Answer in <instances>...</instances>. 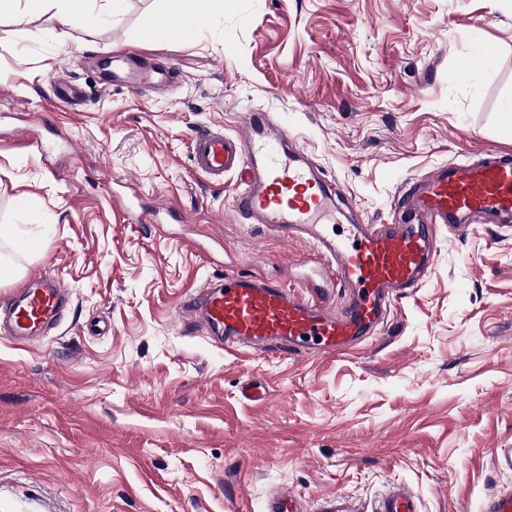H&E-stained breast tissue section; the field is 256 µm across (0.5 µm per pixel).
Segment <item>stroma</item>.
Returning a JSON list of instances; mask_svg holds the SVG:
<instances>
[{"label": "stroma", "instance_id": "35a3bbf8", "mask_svg": "<svg viewBox=\"0 0 512 512\" xmlns=\"http://www.w3.org/2000/svg\"><path fill=\"white\" fill-rule=\"evenodd\" d=\"M151 2L74 27L0 18V224L39 241L0 252L70 292L32 344L0 336V512H263L281 485L368 505L393 483L420 512H482L512 489V229H440L427 279L341 356L228 354L177 306L227 273L315 271L308 244L233 212L236 175L195 171L197 132L271 112L344 194L336 226L389 223L406 179L512 151V0H194L198 27L169 43L147 36ZM473 38L498 61L466 79ZM139 54L175 86L113 83ZM23 112L46 119L43 150ZM119 198L190 221L127 224ZM252 379L264 401L241 397Z\"/></svg>", "mask_w": 512, "mask_h": 512}]
</instances>
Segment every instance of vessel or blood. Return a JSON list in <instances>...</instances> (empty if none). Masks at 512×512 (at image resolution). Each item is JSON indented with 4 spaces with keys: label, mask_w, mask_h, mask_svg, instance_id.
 Masks as SVG:
<instances>
[{
    "label": "vessel or blood",
    "mask_w": 512,
    "mask_h": 512,
    "mask_svg": "<svg viewBox=\"0 0 512 512\" xmlns=\"http://www.w3.org/2000/svg\"><path fill=\"white\" fill-rule=\"evenodd\" d=\"M191 160L212 182L240 177L234 196L238 214L281 239L307 240L314 263L330 284L321 295L308 285L272 282L257 273H232L184 300L182 314L202 333L219 335L225 350L251 352L275 346L302 357H325L352 350L374 336L395 298L412 292L433 265L437 232H454L480 222L512 227V156L483 152L477 160L444 163L405 183L388 224H354L348 232L325 222L340 195L286 127L270 113H248L234 136L201 131L191 140ZM344 307H336L334 289ZM19 303L10 313L9 334L20 341L61 322L65 286L52 279L42 287L18 283ZM263 512H305L295 491L270 495ZM317 512H360L346 495L322 496ZM375 512H420L415 494L395 483Z\"/></svg>",
    "instance_id": "vessel-or-blood-1"
}]
</instances>
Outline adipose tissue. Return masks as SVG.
<instances>
[{
  "mask_svg": "<svg viewBox=\"0 0 512 512\" xmlns=\"http://www.w3.org/2000/svg\"><path fill=\"white\" fill-rule=\"evenodd\" d=\"M127 0H0V17L24 22L37 11L53 12L63 25L86 19L97 13L113 19L122 16ZM198 20L188 6V0H153L151 24L147 35L157 42H169L194 29Z\"/></svg>",
  "mask_w": 512,
  "mask_h": 512,
  "instance_id": "obj_1",
  "label": "adipose tissue"
}]
</instances>
